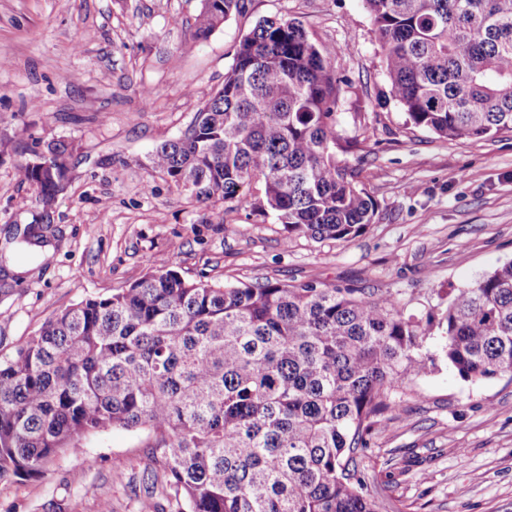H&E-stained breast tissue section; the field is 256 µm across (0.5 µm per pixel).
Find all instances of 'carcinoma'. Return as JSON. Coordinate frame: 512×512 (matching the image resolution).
<instances>
[{"label":"carcinoma","mask_w":512,"mask_h":512,"mask_svg":"<svg viewBox=\"0 0 512 512\" xmlns=\"http://www.w3.org/2000/svg\"><path fill=\"white\" fill-rule=\"evenodd\" d=\"M192 41L245 0H200ZM390 94L409 123L448 140L512 132V0H365ZM338 49L296 20L266 17L224 84L151 170L197 198L258 211L288 236L347 241L376 204L343 159ZM15 167L43 237L72 146ZM107 296L46 320L0 357V482L41 477L89 433L144 429L145 468L178 512H379L357 457L392 414L391 392L435 366L462 380L512 378V262L449 297L441 317L355 288L190 281L167 260Z\"/></svg>","instance_id":"obj_1"}]
</instances>
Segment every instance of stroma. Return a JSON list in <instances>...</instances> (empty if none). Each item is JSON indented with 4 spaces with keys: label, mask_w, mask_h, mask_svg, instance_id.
<instances>
[{
    "label": "stroma",
    "mask_w": 512,
    "mask_h": 512,
    "mask_svg": "<svg viewBox=\"0 0 512 512\" xmlns=\"http://www.w3.org/2000/svg\"><path fill=\"white\" fill-rule=\"evenodd\" d=\"M245 3L196 43L200 0H0V355L158 258L190 280L363 288L417 314L512 261V133L452 141L407 125L364 0ZM265 17L300 21L339 49V131L359 142L346 160L377 204L348 241L287 237L272 219L196 200L149 168ZM57 139L72 143L75 167L39 252L21 241L35 207L14 169ZM392 400L393 420L360 458L380 512H512V378L468 383L441 361ZM151 442L115 428L84 436L45 476L0 483V512H100L105 501L111 512L150 501L164 512L174 497L164 479L145 494Z\"/></svg>",
    "instance_id": "35a3bbf8"
}]
</instances>
